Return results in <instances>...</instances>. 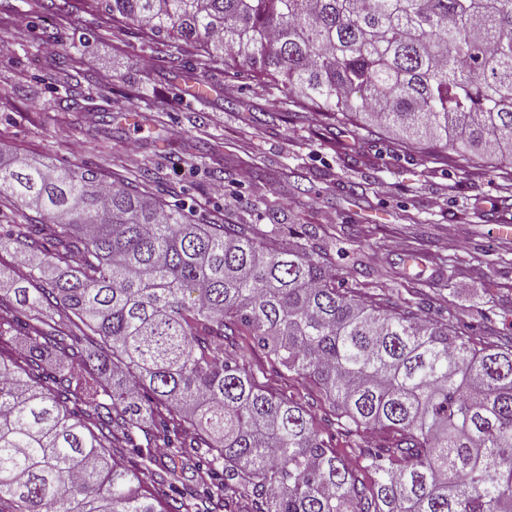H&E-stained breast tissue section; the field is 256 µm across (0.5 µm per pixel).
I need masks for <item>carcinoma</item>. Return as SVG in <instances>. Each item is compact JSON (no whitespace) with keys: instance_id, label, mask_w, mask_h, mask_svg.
<instances>
[{"instance_id":"cac0c4a2","label":"carcinoma","mask_w":512,"mask_h":512,"mask_svg":"<svg viewBox=\"0 0 512 512\" xmlns=\"http://www.w3.org/2000/svg\"><path fill=\"white\" fill-rule=\"evenodd\" d=\"M101 2L330 120L512 156V0ZM2 196L43 223L0 237L27 269L0 279V345L27 339L0 358V512H234L243 492L252 512H512V339L342 288L307 247L196 224L90 169L15 158ZM244 332L346 434L387 443L351 464L224 351ZM187 446L203 465L185 483Z\"/></svg>"}]
</instances>
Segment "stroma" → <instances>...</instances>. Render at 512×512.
Instances as JSON below:
<instances>
[{
    "label": "stroma",
    "instance_id": "obj_1",
    "mask_svg": "<svg viewBox=\"0 0 512 512\" xmlns=\"http://www.w3.org/2000/svg\"><path fill=\"white\" fill-rule=\"evenodd\" d=\"M18 16L27 38L12 33ZM48 40L64 63L43 53ZM196 79L208 97L192 96ZM10 155L91 168L197 223L250 225L263 243L308 244L370 296L451 318L469 336H512V236L497 233L512 225V165L447 161L330 122L290 106L280 84L112 23L96 0L67 13L0 0V156ZM263 382L310 409L351 462L383 437L338 432L312 382L269 370Z\"/></svg>",
    "mask_w": 512,
    "mask_h": 512
}]
</instances>
